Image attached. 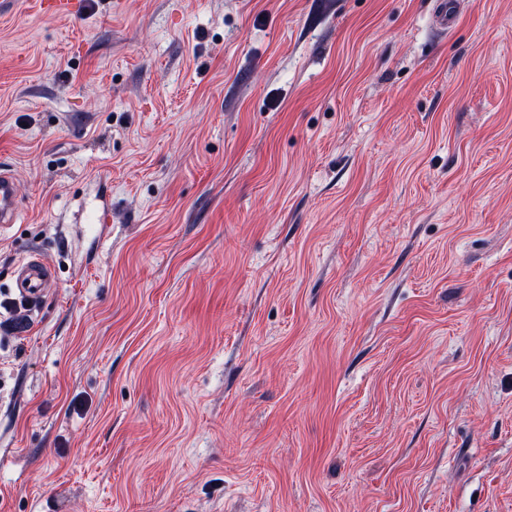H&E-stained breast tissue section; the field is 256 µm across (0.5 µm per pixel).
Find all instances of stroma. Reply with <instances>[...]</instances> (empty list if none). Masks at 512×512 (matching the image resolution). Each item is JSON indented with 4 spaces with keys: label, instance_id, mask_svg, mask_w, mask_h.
<instances>
[{
    "label": "stroma",
    "instance_id": "stroma-1",
    "mask_svg": "<svg viewBox=\"0 0 512 512\" xmlns=\"http://www.w3.org/2000/svg\"><path fill=\"white\" fill-rule=\"evenodd\" d=\"M457 3L0 0V512H512V0ZM18 216L15 206L14 187L11 176L4 171L0 172V221L2 229L16 221ZM51 269L39 258L30 257L18 266L16 285L21 295L29 301H38L51 278Z\"/></svg>",
    "mask_w": 512,
    "mask_h": 512
}]
</instances>
